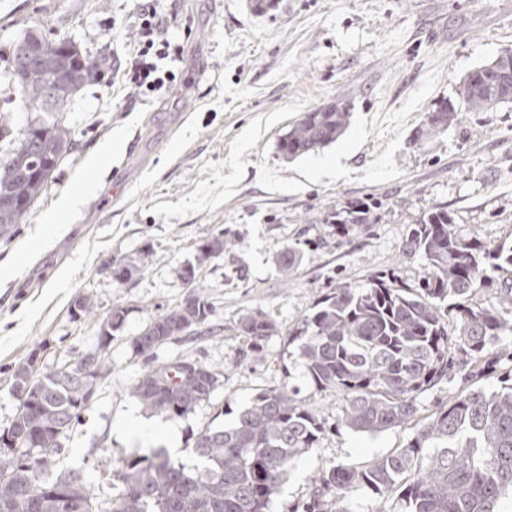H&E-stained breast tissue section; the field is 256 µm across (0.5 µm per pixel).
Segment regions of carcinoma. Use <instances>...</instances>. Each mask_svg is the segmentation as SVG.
Masks as SVG:
<instances>
[{
    "label": "carcinoma",
    "mask_w": 512,
    "mask_h": 512,
    "mask_svg": "<svg viewBox=\"0 0 512 512\" xmlns=\"http://www.w3.org/2000/svg\"><path fill=\"white\" fill-rule=\"evenodd\" d=\"M40 59L9 92L19 106L33 113L32 130L46 133L42 155L26 176L11 173L10 164L30 136L21 130L11 137V149L0 159V197L16 204L0 206V237L29 215L45 192L50 175L74 148L63 113L82 90L110 68L109 58H88L69 40L40 37ZM69 64L68 82H59L58 63ZM55 85L51 100L38 89ZM460 106H442L425 115L419 131L431 139L457 124L465 112H484L512 102V89L495 84L494 71L484 65L470 72L458 90ZM351 103L346 98L303 113L280 139L278 148L297 158L336 141L347 129ZM228 241L213 238L198 248L197 263L224 254ZM406 250L424 260L416 288L385 273L363 288L342 287L320 299L293 339L299 359L316 390L333 389L342 395L341 422L354 431L378 434L414 418L422 395L440 383L460 377L469 386L435 410L411 439L364 469L340 463L316 479L306 512L323 507L321 496L336 493L344 501L359 487L375 495L392 493L398 512H500L501 500L512 494V374L492 392L478 386L490 375L498 357L490 351L512 334V303L502 296L495 303L475 299L489 272L512 274V249L490 247L459 232L443 207L424 213L411 228ZM139 271L132 258L112 267L118 284ZM213 311L208 297L196 292L192 300L151 318L133 344L145 354L152 337L162 343L167 330L205 323ZM125 320L121 307L102 319L99 335L118 331ZM454 329H449V326ZM274 329L260 312L249 311L239 330L256 347ZM173 362L174 379L162 383L163 365H153L133 387L144 408L167 418L183 417L206 401L217 372L201 365L186 376ZM105 356L86 373L85 358L56 371L38 375L31 360L14 368L12 378L31 379L41 394L33 407L19 403L8 433L27 450L42 436L63 440L80 424L96 393ZM324 431L320 420L292 388L265 390L239 409L232 425L207 428L194 451L201 465L188 470L167 449L147 455L131 454L117 471L120 491L99 501L86 492L82 480L67 471L48 480L42 476L40 455L0 450V473L15 476L25 488L19 499H1L0 512H269L272 496L305 450L315 447Z\"/></svg>",
    "instance_id": "cac0c4a2"
}]
</instances>
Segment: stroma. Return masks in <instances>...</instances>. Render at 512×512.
Returning a JSON list of instances; mask_svg holds the SVG:
<instances>
[{"mask_svg":"<svg viewBox=\"0 0 512 512\" xmlns=\"http://www.w3.org/2000/svg\"><path fill=\"white\" fill-rule=\"evenodd\" d=\"M146 4L170 18L183 42L184 86L144 98L104 78L65 113L74 150L26 222L0 238V429L19 405L13 367L35 351L43 374L96 351L101 316L120 306L125 323L109 364L46 476L79 472L94 494L132 449L159 447L158 438L130 442L118 432L124 414H145L131 387L148 363L198 362L219 380L207 401L172 419V458L198 465L200 432L230 424L261 391L293 388L325 430L270 512H303L322 471L405 447L417 424L376 435L341 425L340 395L304 377L292 332L335 288L363 286L392 268L417 286L424 262L403 246L433 207L447 209L465 235L512 246V102L416 141L424 114L456 101L468 72L512 50V0H284L271 19L251 18L240 0H0V115L17 130L27 122L3 76L27 27L40 24L47 38L70 39L116 66ZM339 97L352 115L336 142L295 159L280 154L302 113ZM114 137L111 158L90 166ZM85 184L81 205L45 224L56 201ZM355 207L368 210V223H344ZM221 234L235 239L233 250L196 264L186 283L183 267ZM287 251L295 258L288 273L280 262ZM128 257L138 258L139 272L113 283L108 263ZM195 288L213 305L208 321L139 353L133 340L152 314ZM82 294L98 304V317L73 318ZM249 310L274 324L256 348L237 330Z\"/></svg>","mask_w":512,"mask_h":512,"instance_id":"1","label":"stroma"}]
</instances>
